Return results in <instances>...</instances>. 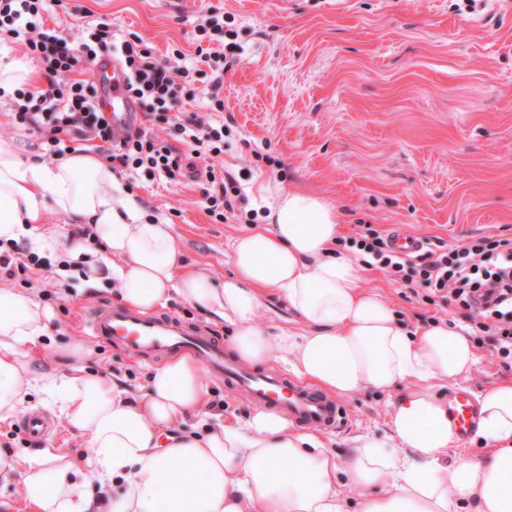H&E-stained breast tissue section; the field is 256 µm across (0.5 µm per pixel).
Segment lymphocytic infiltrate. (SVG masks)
<instances>
[{
    "instance_id": "obj_1",
    "label": "lymphocytic infiltrate",
    "mask_w": 512,
    "mask_h": 512,
    "mask_svg": "<svg viewBox=\"0 0 512 512\" xmlns=\"http://www.w3.org/2000/svg\"><path fill=\"white\" fill-rule=\"evenodd\" d=\"M63 0H0V40L23 44L43 64L46 87L17 90L14 119L36 133L46 157H60L75 142L97 139L99 153L123 171L171 183L192 177L202 180V196L209 217L218 223L241 210L246 195L220 162L224 153V126L198 114L180 117L179 106L196 100L207 110L220 112L224 70L212 64L209 45L218 35L233 36L223 13L207 15L193 31L192 43L201 66L188 64L184 53L158 59L136 33L116 38L112 22L99 18L84 25L78 37L46 28L44 18ZM120 57L126 75L124 92L155 123L177 131L181 147L137 128L116 137L101 111L96 86L76 78L80 64L103 54ZM205 168H198V160ZM355 244L394 283L425 304L454 305L473 331L474 340L492 338L496 357L512 369V238L474 236L440 253L411 258L398 255L387 237L364 225Z\"/></svg>"
}]
</instances>
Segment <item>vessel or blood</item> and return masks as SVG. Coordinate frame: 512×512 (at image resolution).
Instances as JSON below:
<instances>
[{
	"label": "vessel or blood",
	"instance_id": "1",
	"mask_svg": "<svg viewBox=\"0 0 512 512\" xmlns=\"http://www.w3.org/2000/svg\"><path fill=\"white\" fill-rule=\"evenodd\" d=\"M94 81L104 109L112 115L113 127L130 123L123 76L111 56H102L95 66ZM82 328L88 336L125 345L137 355L162 357L191 352L209 372L223 377L227 387L246 394L256 406L286 414L296 426L337 432L345 425L346 413L337 397L298 379L252 372L225 354L222 345L178 318L144 315L108 303L86 314ZM448 412L459 437H467L478 414L473 395L466 390L449 392Z\"/></svg>",
	"mask_w": 512,
	"mask_h": 512
}]
</instances>
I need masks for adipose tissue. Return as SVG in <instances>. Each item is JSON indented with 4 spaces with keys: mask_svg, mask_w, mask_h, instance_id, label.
Wrapping results in <instances>:
<instances>
[{
    "mask_svg": "<svg viewBox=\"0 0 512 512\" xmlns=\"http://www.w3.org/2000/svg\"><path fill=\"white\" fill-rule=\"evenodd\" d=\"M92 225L99 252L70 244L87 263V281L107 270L123 305L142 313L171 295L231 324V351L256 366L282 362L318 388L349 396L368 387L409 389L393 406L384 437L363 434L346 460L281 412L255 410L240 423L212 418L196 359L170 356L140 395L85 372L37 370L33 354L54 317L29 294L0 291V422L40 391L59 404L84 454L45 448L19 456L0 448V478L14 479L32 512H343L346 487L372 489L361 512H512V382L479 397L477 436L488 452L455 468L443 458L459 445L438 386L476 363L462 324L434 322L416 331L362 286V266L339 254L336 208L296 187L282 191L263 228L237 236L231 275L216 282L189 270L168 224L148 219L139 199L91 153L52 162L23 158L0 142V240L28 239L33 251L62 247L46 226L48 208ZM283 295L300 329L272 333L255 315L264 298ZM119 491L96 504L89 488Z\"/></svg>",
    "mask_w": 512,
    "mask_h": 512,
    "instance_id": "adipose-tissue-1",
    "label": "adipose tissue"
}]
</instances>
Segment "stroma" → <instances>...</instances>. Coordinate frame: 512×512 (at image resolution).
<instances>
[{"label": "stroma", "mask_w": 512, "mask_h": 512, "mask_svg": "<svg viewBox=\"0 0 512 512\" xmlns=\"http://www.w3.org/2000/svg\"><path fill=\"white\" fill-rule=\"evenodd\" d=\"M455 0H65L48 26L77 34L85 19L107 16L116 33L132 31L158 58L174 50L194 57L192 31L211 9L234 15L240 50L224 73V169L241 184L248 208L262 211L296 186L329 199L344 216L339 248L353 252L362 225L381 233L402 229L426 250L478 235L512 237V0H479L458 12ZM276 158L258 163L257 154ZM147 214L169 223L190 268L214 280L230 273L233 239L249 222L217 224L204 209L200 188L141 182L134 188ZM365 290L377 294L400 323L415 330L427 318L458 321L455 308L406 299L377 268H365ZM55 319L42 370H67L74 347H83L86 371L122 381L141 392L153 358L84 336L80 317L114 302L111 280L83 286L76 271L51 269L29 286ZM160 314L202 326L218 341L231 328L180 297ZM477 362L459 383L478 395L512 382L491 344L474 346ZM210 412L243 421L254 410L241 394L210 375ZM403 388L362 389L345 397L351 418L325 435L338 458L354 437L380 435ZM33 392L24 414L0 424V448L25 456L43 448L83 454L79 436L59 412ZM39 413L54 433L34 440L22 429L25 414Z\"/></svg>", "instance_id": "35a3bbf8"}]
</instances>
